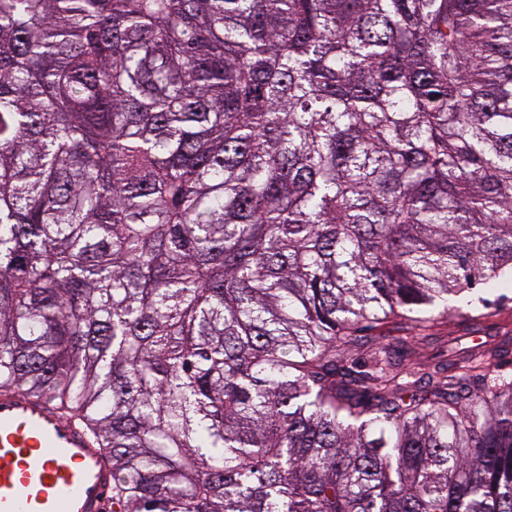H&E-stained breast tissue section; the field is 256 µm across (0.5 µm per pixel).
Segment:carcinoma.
Returning <instances> with one entry per match:
<instances>
[{
  "instance_id": "cac0c4a2",
  "label": "carcinoma",
  "mask_w": 512,
  "mask_h": 512,
  "mask_svg": "<svg viewBox=\"0 0 512 512\" xmlns=\"http://www.w3.org/2000/svg\"><path fill=\"white\" fill-rule=\"evenodd\" d=\"M512 0H0V390L112 512H512ZM473 291L491 301L500 296L506 299L495 302L488 308L481 307L476 312L472 311L473 315H481L477 320L479 330L475 331L476 333H472L470 322L465 316L441 319L429 332L436 336H504L503 333L508 332L509 336H512V288L488 290L483 285H478ZM444 344H424L420 341L413 343V350L411 354V361L416 371L420 373L425 372L429 365L435 360V356L439 350L443 348Z\"/></svg>"
}]
</instances>
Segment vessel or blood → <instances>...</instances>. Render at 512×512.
I'll return each mask as SVG.
<instances>
[{"label": "vessel or blood", "mask_w": 512, "mask_h": 512, "mask_svg": "<svg viewBox=\"0 0 512 512\" xmlns=\"http://www.w3.org/2000/svg\"><path fill=\"white\" fill-rule=\"evenodd\" d=\"M112 469L47 404L0 392V512H112Z\"/></svg>", "instance_id": "obj_1"}]
</instances>
